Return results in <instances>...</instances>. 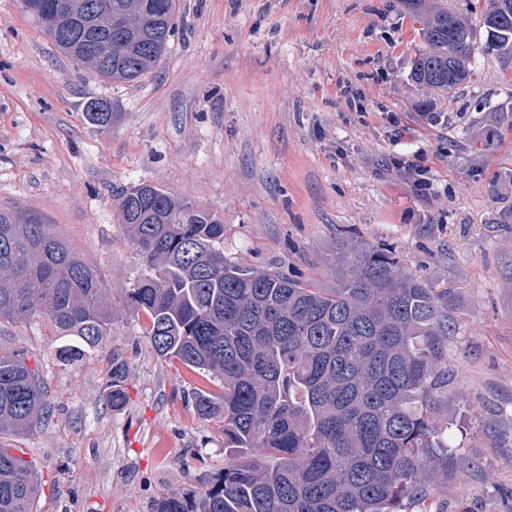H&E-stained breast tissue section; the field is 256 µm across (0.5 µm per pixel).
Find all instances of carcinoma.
<instances>
[{
  "label": "carcinoma",
  "instance_id": "carcinoma-1",
  "mask_svg": "<svg viewBox=\"0 0 512 512\" xmlns=\"http://www.w3.org/2000/svg\"><path fill=\"white\" fill-rule=\"evenodd\" d=\"M51 42L98 74L135 82L166 55L180 0H27ZM423 42L411 78L422 90L467 81L479 51L512 52V0H486L477 45L469 20L413 0ZM101 130L111 102L87 104ZM123 232L145 267L129 288L47 224L0 213V323L44 316L83 354L109 335L118 306L146 316L154 351L219 382L194 393L197 414L224 424V470L151 512H432L436 467L448 461V337L454 297L407 272L395 252L338 238L335 285L241 265L224 254L223 221L151 182L122 192ZM112 365L108 399L126 402ZM46 383L25 353L0 352V436L50 419ZM36 471L0 446V512H34Z\"/></svg>",
  "mask_w": 512,
  "mask_h": 512
}]
</instances>
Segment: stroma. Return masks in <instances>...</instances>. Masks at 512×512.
Masks as SVG:
<instances>
[{
  "mask_svg": "<svg viewBox=\"0 0 512 512\" xmlns=\"http://www.w3.org/2000/svg\"><path fill=\"white\" fill-rule=\"evenodd\" d=\"M407 0H182L158 69L104 79L0 0V212L50 225L108 287L144 268L116 200L143 181L224 221V252L332 287L336 234L392 249L457 299L448 417L462 430L438 512H512V54L420 113L422 47ZM360 98L359 107L348 104ZM95 99L120 114L102 131ZM427 167L428 186L410 169ZM143 320L64 359L47 320L0 324V348L38 366L53 414L0 443L34 461L36 512H151L224 467L222 424L193 409L205 376L159 357ZM127 401H107L112 357Z\"/></svg>",
  "mask_w": 512,
  "mask_h": 512,
  "instance_id": "obj_1",
  "label": "stroma"
}]
</instances>
